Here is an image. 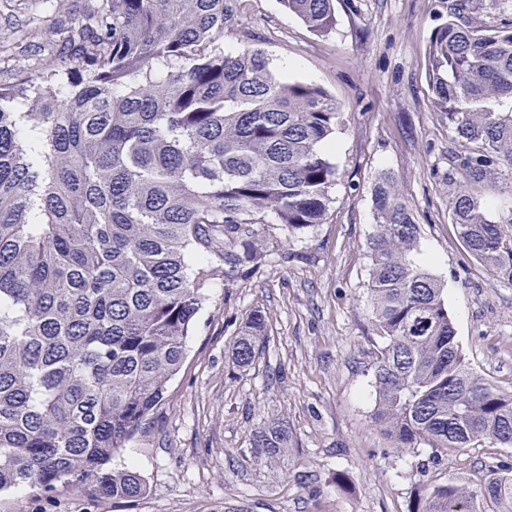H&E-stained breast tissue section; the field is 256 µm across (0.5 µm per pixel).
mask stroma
I'll return each mask as SVG.
<instances>
[{"label":"stroma","instance_id":"1","mask_svg":"<svg viewBox=\"0 0 512 512\" xmlns=\"http://www.w3.org/2000/svg\"><path fill=\"white\" fill-rule=\"evenodd\" d=\"M335 0L336 27L317 36L279 0H240L239 9L276 73L323 88L342 112L329 157L339 179L325 223L306 234L278 231L263 269L233 287L216 281L188 338L167 400L112 461L149 490L115 500L62 490L50 502L21 487L0 494V512H408L430 480L472 482L512 464L510 448L430 445L392 449L375 427L373 367L383 345L367 301L372 193L397 182L420 226L419 258L446 288L448 313L470 368L512 391V283L467 253L450 216L459 142L436 110L427 50L460 4L461 19L512 27V0ZM84 0H0V41L37 31L32 50L0 60L13 68L70 61L63 30ZM58 29L53 39L40 30ZM255 310L267 339L253 364L234 368L230 346ZM288 422L297 446L278 462L257 461L250 432ZM344 474L347 489L336 485Z\"/></svg>","mask_w":512,"mask_h":512}]
</instances>
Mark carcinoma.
Segmentation results:
<instances>
[{
  "instance_id": "obj_1",
  "label": "carcinoma",
  "mask_w": 512,
  "mask_h": 512,
  "mask_svg": "<svg viewBox=\"0 0 512 512\" xmlns=\"http://www.w3.org/2000/svg\"><path fill=\"white\" fill-rule=\"evenodd\" d=\"M238 2L88 0L70 29L73 64L20 66L0 86V492L143 495V477L112 460L165 400L208 288L259 272L276 227L302 235L327 220L338 106L271 68ZM281 2L314 34L333 32L334 0ZM228 33L244 40L234 53ZM427 69L461 142L452 224L472 258L512 281V233L482 201L501 183L512 193V28L472 27L453 7ZM373 210L375 426L397 449L511 448L512 393L468 366L388 174ZM266 339L255 310L233 364L250 366ZM295 445L280 419L251 433L265 463ZM408 512H512V471L427 483Z\"/></svg>"
}]
</instances>
